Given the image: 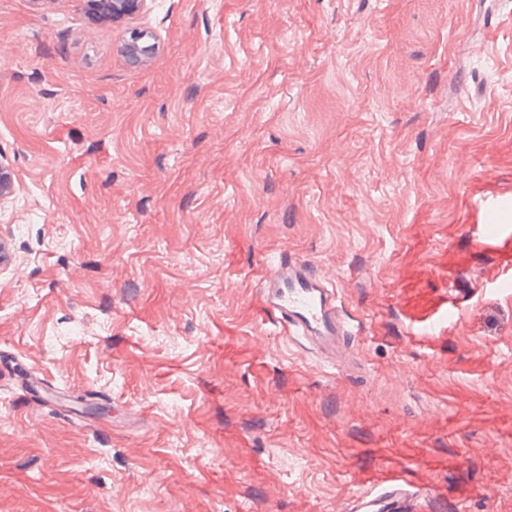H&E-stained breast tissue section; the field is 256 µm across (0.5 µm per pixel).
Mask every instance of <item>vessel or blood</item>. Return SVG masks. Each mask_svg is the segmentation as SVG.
I'll return each mask as SVG.
<instances>
[{"instance_id":"1","label":"vessel or blood","mask_w":512,"mask_h":512,"mask_svg":"<svg viewBox=\"0 0 512 512\" xmlns=\"http://www.w3.org/2000/svg\"><path fill=\"white\" fill-rule=\"evenodd\" d=\"M260 283L264 307L284 332L302 333L325 354L340 348L343 327L337 293L326 287L306 261L281 253L275 263L264 267ZM421 498L417 487L396 476L355 494L348 512H417Z\"/></svg>"}]
</instances>
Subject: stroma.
<instances>
[{
    "mask_svg": "<svg viewBox=\"0 0 512 512\" xmlns=\"http://www.w3.org/2000/svg\"><path fill=\"white\" fill-rule=\"evenodd\" d=\"M0 161V512H512V0H0ZM92 13L102 20L119 22L142 12L149 0H87ZM145 34L131 33L122 45V52L127 61L134 66H146L151 63L158 52V45L143 46ZM260 283L264 308L277 318L286 336L302 332L315 349L336 356L344 334L337 293L306 261L282 252L264 267ZM422 494L414 485L396 476L373 489L360 491L349 503V512H418Z\"/></svg>",
    "mask_w": 512,
    "mask_h": 512,
    "instance_id": "obj_1",
    "label": "stroma"
}]
</instances>
